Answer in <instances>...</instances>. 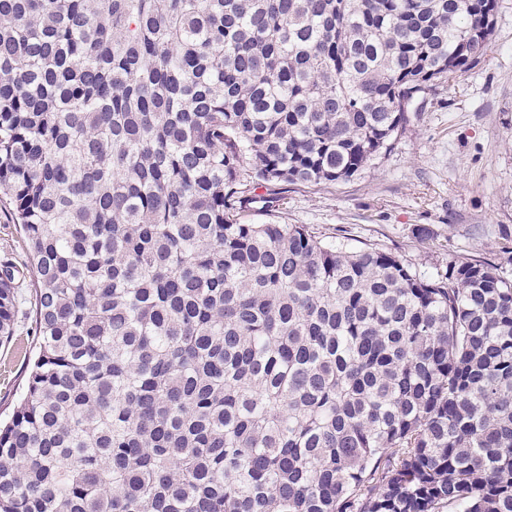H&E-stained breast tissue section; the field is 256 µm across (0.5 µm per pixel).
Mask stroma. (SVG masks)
Listing matches in <instances>:
<instances>
[{
    "label": "stroma",
    "instance_id": "35a3bbf8",
    "mask_svg": "<svg viewBox=\"0 0 512 512\" xmlns=\"http://www.w3.org/2000/svg\"><path fill=\"white\" fill-rule=\"evenodd\" d=\"M252 224H302L323 241L389 252L417 272L450 260L483 261L512 278L501 229L512 228V0H498L491 48L453 83L420 94L392 148L336 184L290 187L279 209ZM432 229L431 239L417 235ZM31 275L12 211L0 205V260ZM30 286L18 290L12 334L0 343V420L23 396L37 350Z\"/></svg>",
    "mask_w": 512,
    "mask_h": 512
}]
</instances>
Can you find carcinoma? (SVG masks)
<instances>
[{"instance_id": "1", "label": "carcinoma", "mask_w": 512, "mask_h": 512, "mask_svg": "<svg viewBox=\"0 0 512 512\" xmlns=\"http://www.w3.org/2000/svg\"><path fill=\"white\" fill-rule=\"evenodd\" d=\"M496 9L0 0V512H512V280L242 220L387 152ZM9 259L25 275L18 289L17 307L12 336L0 343V420L10 418L23 396L29 375L28 357L37 350V336L32 315L33 297L31 259L17 224H13L12 210L0 205V262ZM26 356V357H25Z\"/></svg>"}]
</instances>
